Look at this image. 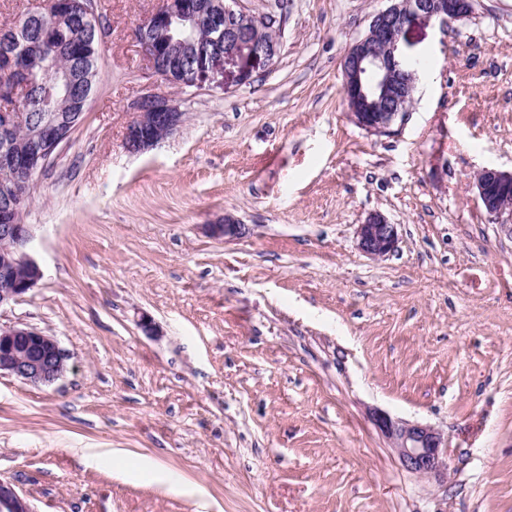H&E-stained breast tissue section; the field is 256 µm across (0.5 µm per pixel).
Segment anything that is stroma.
Wrapping results in <instances>:
<instances>
[{
    "label": "stroma",
    "instance_id": "1",
    "mask_svg": "<svg viewBox=\"0 0 512 512\" xmlns=\"http://www.w3.org/2000/svg\"><path fill=\"white\" fill-rule=\"evenodd\" d=\"M242 4L284 13L279 58L171 89L187 123L133 155L159 0H93L100 77L23 215L43 278L0 310L68 370L0 375V478L34 512H512V235L475 187L512 171V0L407 29L415 99L382 135L341 61L388 0ZM375 211L382 260L355 248ZM227 214L250 235L212 236ZM377 409L442 430L447 480ZM399 227L380 212L370 213L356 229L357 249L373 259H383L396 250Z\"/></svg>",
    "mask_w": 512,
    "mask_h": 512
}]
</instances>
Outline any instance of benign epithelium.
<instances>
[{
    "label": "benign epithelium",
    "mask_w": 512,
    "mask_h": 512,
    "mask_svg": "<svg viewBox=\"0 0 512 512\" xmlns=\"http://www.w3.org/2000/svg\"><path fill=\"white\" fill-rule=\"evenodd\" d=\"M473 0H392L376 12L366 33L343 57V99L360 128L374 134L390 132L405 115L418 67L401 51L406 28L422 18L445 27L468 16ZM270 25L264 15L246 10L240 0H162V5L135 28V38L155 81L167 87H197L224 74V66L239 59L274 61L279 41H261ZM47 113L33 130L35 143L23 154L26 173L23 190L32 191L39 175L56 158L70 133L63 132L67 115ZM135 119L127 127L125 148L142 153L180 131L186 121L173 100L152 89L135 102ZM477 197L492 221L512 234V172L485 168L475 178ZM209 231L228 239L246 234L233 218L209 225ZM30 225L17 215L0 217V308L23 298L43 277L29 253ZM399 225L380 212L370 213L357 226V249L383 259L396 250ZM67 356L55 337L25 324L0 325V374L12 375L37 387H49L67 371ZM373 420L390 441L402 466L409 472L443 480L448 470V439L437 428L395 419L375 411ZM0 512H34L29 500L0 479Z\"/></svg>",
    "instance_id": "1"
}]
</instances>
